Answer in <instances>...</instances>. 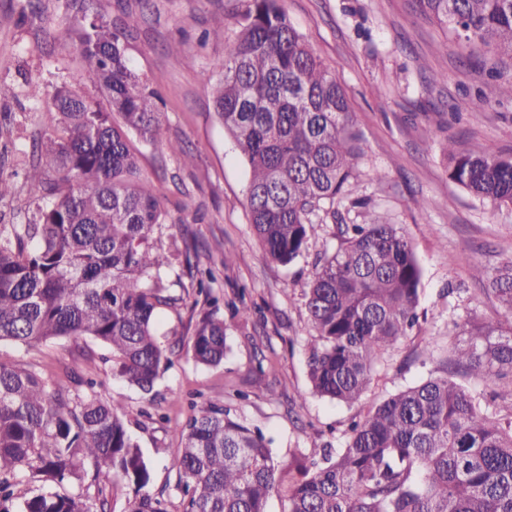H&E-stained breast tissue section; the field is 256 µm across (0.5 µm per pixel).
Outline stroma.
I'll return each instance as SVG.
<instances>
[{
  "instance_id": "35a3bbf8",
  "label": "stroma",
  "mask_w": 512,
  "mask_h": 512,
  "mask_svg": "<svg viewBox=\"0 0 512 512\" xmlns=\"http://www.w3.org/2000/svg\"><path fill=\"white\" fill-rule=\"evenodd\" d=\"M290 24L336 75L363 139L357 178L336 208L317 211V228L302 258L290 266L269 259L250 223L247 169L215 116L207 84L221 73L225 40L242 22L243 0H0V176L14 184L0 201L1 224L28 223L36 203L24 181L34 143L55 122L54 90L67 85L101 99L76 46L83 13L121 24L132 12L137 26L126 40L132 67L154 88L165 114L151 142L132 138L142 174L169 212L158 238L164 248H200L211 266L215 292L225 303L245 301L252 314L229 326L223 364L195 363L188 347L191 307L197 298L179 267L167 271L175 307L159 309L163 344L175 347L173 365L156 390L166 395V421L148 419L146 399L101 361L95 341L62 339L32 347L0 344V357L44 370L50 379L91 371L107 399L122 404L129 428L153 475V490L168 489L169 512H181L173 490L172 460L189 401L230 406L260 428L279 458L289 449L342 447L349 426L388 395L430 376L461 338L464 323H493L497 305L472 277L476 266L494 270L512 259V205L480 201L448 177L444 149L493 146L512 157V59L493 48L467 60L465 48L411 9L410 0H280ZM194 60L186 62L182 50ZM484 111L472 109L475 98ZM193 157L184 165L169 143ZM379 215L413 242L422 268L420 326L401 338L376 367L362 400L339 405L311 395L305 344L311 331L304 291L317 262L339 246L337 224Z\"/></svg>"
}]
</instances>
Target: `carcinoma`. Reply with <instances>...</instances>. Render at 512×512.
Returning a JSON list of instances; mask_svg holds the SVG:
<instances>
[{"instance_id":"1","label":"carcinoma","mask_w":512,"mask_h":512,"mask_svg":"<svg viewBox=\"0 0 512 512\" xmlns=\"http://www.w3.org/2000/svg\"><path fill=\"white\" fill-rule=\"evenodd\" d=\"M241 30L224 43L222 77L210 86L216 116L249 171V214L265 254L302 256L321 204H336L362 154L346 93L291 26L278 0H245ZM424 19L472 53L512 57V0H412ZM78 47L106 105L67 87L51 98L56 129L35 145L25 172L41 205L27 224L0 225V342L90 338L110 352L112 374L154 401L171 360L156 315L174 306L161 269L172 265L153 235L167 213L143 178L129 141L160 131L158 94L130 66L126 33L84 15ZM119 115L122 124L114 123ZM450 179L472 196L512 203V157L490 146L460 152L448 141ZM336 253L305 291V346L312 394L359 402L382 355L418 325L422 269L400 227L372 215L338 225ZM204 289L210 268L185 258ZM475 279L500 306L494 325L466 322L439 376L399 390L351 425L343 447L305 448L277 459L271 440L231 410L210 404L182 430L172 461L183 512H512V418L455 375L485 383L512 374V260ZM191 333L194 360L217 366L227 353L218 298ZM126 489L127 512H169L165 490L132 437L122 408L80 375L50 381L0 359V512H111L101 467ZM75 481L78 490H54ZM97 486L89 493L90 486Z\"/></svg>"}]
</instances>
